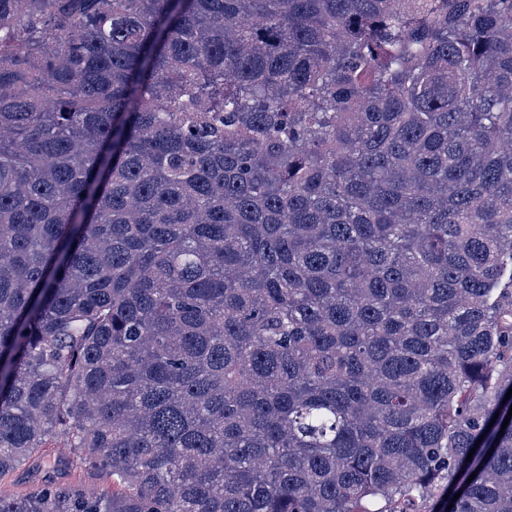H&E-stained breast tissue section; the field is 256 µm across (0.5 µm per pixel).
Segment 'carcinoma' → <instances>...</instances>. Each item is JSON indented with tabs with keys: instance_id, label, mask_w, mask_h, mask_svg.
Wrapping results in <instances>:
<instances>
[{
	"instance_id": "obj_1",
	"label": "carcinoma",
	"mask_w": 512,
	"mask_h": 512,
	"mask_svg": "<svg viewBox=\"0 0 512 512\" xmlns=\"http://www.w3.org/2000/svg\"><path fill=\"white\" fill-rule=\"evenodd\" d=\"M508 268L512 0H0V512H512ZM36 487L32 479L26 478L22 473L16 472L13 475L5 476L0 481V492L3 496H21Z\"/></svg>"
}]
</instances>
